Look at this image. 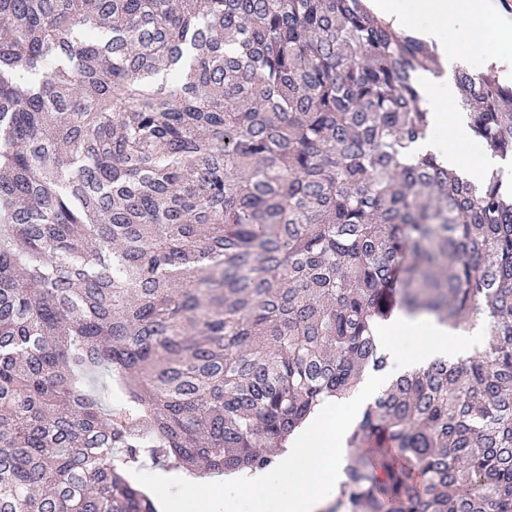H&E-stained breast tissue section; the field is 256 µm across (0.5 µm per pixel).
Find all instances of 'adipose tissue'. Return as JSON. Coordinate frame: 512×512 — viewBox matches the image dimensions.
<instances>
[{
    "label": "adipose tissue",
    "mask_w": 512,
    "mask_h": 512,
    "mask_svg": "<svg viewBox=\"0 0 512 512\" xmlns=\"http://www.w3.org/2000/svg\"><path fill=\"white\" fill-rule=\"evenodd\" d=\"M370 2L373 10L392 27L416 28L422 39L437 47L439 74L426 75L419 82V91L431 114L430 125L425 136L411 145V154L431 151L441 155L449 168L478 185L485 177L499 174L502 192L512 193V158L487 153L478 169L468 167L459 148L472 137L469 114L445 109L458 96L453 72L468 55L499 60L507 48H512V17L499 12L493 0H418L412 14L401 8L399 0ZM452 28L464 31L465 42L448 39L446 32ZM376 336L387 342L389 360L400 371L426 366L437 358L470 357L486 342L480 328L452 329L431 318L421 320L402 313L380 326Z\"/></svg>",
    "instance_id": "obj_1"
}]
</instances>
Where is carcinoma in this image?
<instances>
[{"label": "carcinoma", "mask_w": 512, "mask_h": 512, "mask_svg": "<svg viewBox=\"0 0 512 512\" xmlns=\"http://www.w3.org/2000/svg\"><path fill=\"white\" fill-rule=\"evenodd\" d=\"M419 38L364 0H0V512H158L133 477L262 469L388 366L330 512H512V197L405 149ZM489 151L512 85L455 76ZM421 329L423 334H419ZM376 336L387 342L389 361L398 371L423 367L437 358H467L486 343L485 332L479 326L452 329L433 318L421 320L402 313L380 326ZM405 338L414 339L409 350L400 344Z\"/></svg>", "instance_id": "1"}]
</instances>
